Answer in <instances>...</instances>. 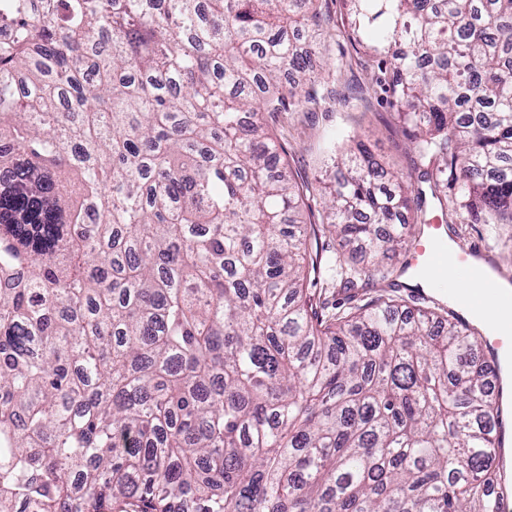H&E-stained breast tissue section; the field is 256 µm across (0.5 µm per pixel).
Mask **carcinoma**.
I'll list each match as a JSON object with an SVG mask.
<instances>
[{"instance_id":"carcinoma-1","label":"carcinoma","mask_w":512,"mask_h":512,"mask_svg":"<svg viewBox=\"0 0 512 512\" xmlns=\"http://www.w3.org/2000/svg\"><path fill=\"white\" fill-rule=\"evenodd\" d=\"M315 2L0 0V512H499L477 332L305 283L386 279L413 194L512 224V0H343L428 184L344 154L361 267L263 122L317 100Z\"/></svg>"}]
</instances>
